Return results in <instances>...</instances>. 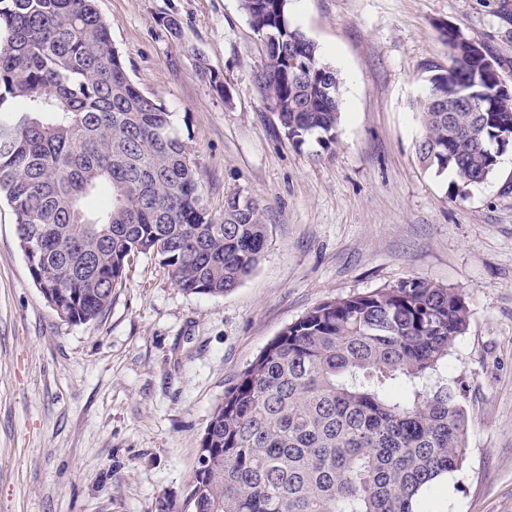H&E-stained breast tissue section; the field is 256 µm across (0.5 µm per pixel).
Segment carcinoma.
Instances as JSON below:
<instances>
[{
    "label": "carcinoma",
    "instance_id": "obj_1",
    "mask_svg": "<svg viewBox=\"0 0 512 512\" xmlns=\"http://www.w3.org/2000/svg\"><path fill=\"white\" fill-rule=\"evenodd\" d=\"M287 2L241 0L257 33L278 35L280 61L261 62L257 88L289 142L330 150L339 79ZM448 47V65L426 64L441 95L416 102L418 154L453 172L463 198L497 171L512 92L486 45ZM465 95L476 108L448 111ZM0 197L33 281L73 324L111 306L139 255L159 258L185 293L215 296L255 270L266 244L256 200L207 210L172 113L131 82L94 0H0ZM469 321L462 293L413 277L285 326L213 410L190 512H430L426 492L466 459L448 356Z\"/></svg>",
    "mask_w": 512,
    "mask_h": 512
}]
</instances>
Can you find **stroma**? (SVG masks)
Instances as JSON below:
<instances>
[{
  "instance_id": "1",
  "label": "stroma",
  "mask_w": 512,
  "mask_h": 512,
  "mask_svg": "<svg viewBox=\"0 0 512 512\" xmlns=\"http://www.w3.org/2000/svg\"><path fill=\"white\" fill-rule=\"evenodd\" d=\"M95 6L130 80L172 112L208 210L257 200L267 241L221 296L185 293L139 256L105 314L76 325L44 300L0 200V512H155L161 499L181 512L213 409L266 344L327 299L411 277L470 309L448 357L468 454L429 506L512 512V167L455 197L453 174L418 159L414 108L426 64L448 62V27L490 45L512 88V0H289L340 79L330 152L292 145L259 97L265 45L240 0Z\"/></svg>"
}]
</instances>
